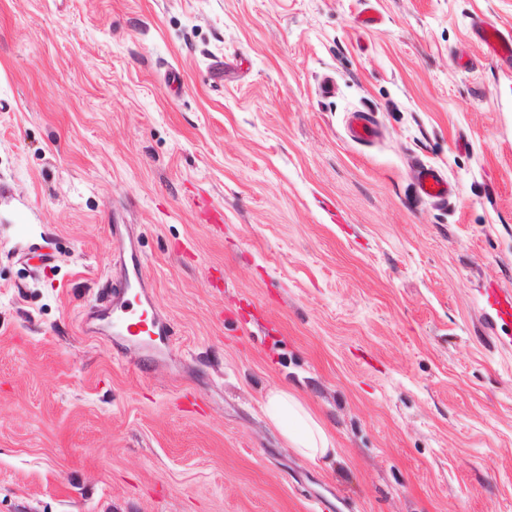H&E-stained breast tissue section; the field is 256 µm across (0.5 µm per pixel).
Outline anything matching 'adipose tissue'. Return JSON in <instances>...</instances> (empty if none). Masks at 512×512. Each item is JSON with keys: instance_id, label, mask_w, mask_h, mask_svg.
I'll return each instance as SVG.
<instances>
[{"instance_id": "adipose-tissue-1", "label": "adipose tissue", "mask_w": 512, "mask_h": 512, "mask_svg": "<svg viewBox=\"0 0 512 512\" xmlns=\"http://www.w3.org/2000/svg\"><path fill=\"white\" fill-rule=\"evenodd\" d=\"M269 420L281 431L289 448L309 463L334 451V443L315 415L292 393L284 389L270 391L263 404Z\"/></svg>"}]
</instances>
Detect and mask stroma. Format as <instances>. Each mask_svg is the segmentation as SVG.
Here are the masks:
<instances>
[{"label":"stroma","instance_id":"stroma-1","mask_svg":"<svg viewBox=\"0 0 512 512\" xmlns=\"http://www.w3.org/2000/svg\"><path fill=\"white\" fill-rule=\"evenodd\" d=\"M479 19L512 0H0V512H512V69ZM115 223L166 345L96 307ZM350 140L357 144L373 142L380 135V129L367 112H352L347 121ZM426 183H429V187H426ZM416 184L419 196L438 204L447 203L453 191L448 178L438 169L428 165L418 167ZM263 410L301 459L316 464L330 453L336 454L332 437L321 421L294 394L271 390Z\"/></svg>","mask_w":512,"mask_h":512}]
</instances>
